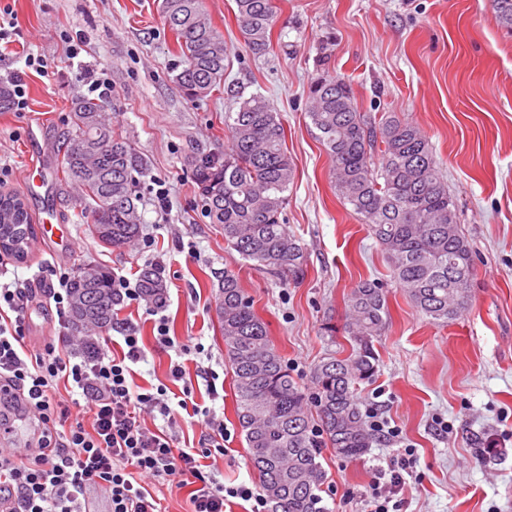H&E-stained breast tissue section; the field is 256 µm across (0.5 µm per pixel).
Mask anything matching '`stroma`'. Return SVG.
I'll return each instance as SVG.
<instances>
[{"instance_id": "obj_1", "label": "stroma", "mask_w": 512, "mask_h": 512, "mask_svg": "<svg viewBox=\"0 0 512 512\" xmlns=\"http://www.w3.org/2000/svg\"><path fill=\"white\" fill-rule=\"evenodd\" d=\"M268 53L254 57L235 17L234 0H204L227 47L219 91L201 101L172 81L182 64L165 27L160 0H0L9 41L0 45V81L22 80L25 110L0 112V167L8 189L23 193L34 223L58 217L65 245L32 249L19 275L50 280L56 269L95 264L136 279L155 264L167 284L165 307H123L120 321L143 340L147 359L135 384L169 383L171 352L154 339L156 316L172 336L199 339L208 357H184L193 401L223 416L228 451L211 462L227 487L258 488L235 414L231 370L215 312L217 272L238 271L242 287L267 323L272 342L302 383L314 364L338 348L325 322L342 323L345 298L359 282L388 285L390 321L375 343V377L363 384V407L397 426L400 442L380 440L358 460L324 453V502L330 512H363L373 478L412 445L416 464L397 490L402 512H512V30L499 24L490 0H275ZM80 54L66 56L69 40ZM42 58L39 74L26 56ZM105 74L113 106L106 117L147 163L139 241L101 244L86 229L80 191L57 169V147L72 133L75 96L84 77ZM330 73L349 79L360 111L416 124L432 145L457 206L474 262L471 298L453 323L433 324L391 282L390 264L349 204L337 195L331 162L306 115L312 81ZM265 97L283 124L295 177L288 228L307 248L302 284L285 288L247 265L201 214L188 161L224 152V115L239 98ZM40 125L37 145L28 142ZM47 167V187L27 194L34 159ZM164 182L169 209L158 213L152 187ZM219 378L208 390L201 377ZM489 445L476 456L471 435Z\"/></svg>"}]
</instances>
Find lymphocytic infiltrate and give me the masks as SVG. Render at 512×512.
<instances>
[{
	"label": "lymphocytic infiltrate",
	"instance_id": "1",
	"mask_svg": "<svg viewBox=\"0 0 512 512\" xmlns=\"http://www.w3.org/2000/svg\"><path fill=\"white\" fill-rule=\"evenodd\" d=\"M8 272L0 258V393L24 400L36 429L32 449L0 448V512H80L90 488L107 493L111 512H159L156 496L142 484L146 478L192 485V512H225L234 498L249 501L250 512H267L260 492L224 487L204 471L202 459L224 454L227 438L223 420L210 410L199 412L197 449L175 444L179 413L193 396L180 358L204 354L202 343L178 341L165 318L156 320L155 340L175 351L170 375L183 384L181 399H172L168 385L135 384L133 367L146 352L134 328H126L119 355L101 347L80 359L55 335L41 347L28 346L31 291ZM145 412L159 413L163 426L142 425Z\"/></svg>",
	"mask_w": 512,
	"mask_h": 512
}]
</instances>
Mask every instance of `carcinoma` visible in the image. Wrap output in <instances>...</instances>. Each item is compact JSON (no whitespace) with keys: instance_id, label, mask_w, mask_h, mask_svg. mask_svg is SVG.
I'll return each mask as SVG.
<instances>
[{"instance_id":"1","label":"carcinoma","mask_w":512,"mask_h":512,"mask_svg":"<svg viewBox=\"0 0 512 512\" xmlns=\"http://www.w3.org/2000/svg\"><path fill=\"white\" fill-rule=\"evenodd\" d=\"M491 3L499 23L512 29V0ZM235 4L247 48L265 54L274 0ZM161 12L183 59L173 82L192 101L209 97L224 82V36L208 20L203 0H161ZM72 104L73 133L58 149L62 172L87 194L92 237L114 247L131 243L140 232L144 158L106 121L103 101L77 96ZM307 116L331 160L336 192L385 251L394 282L433 323L455 321L469 302L472 251L428 139L409 121L359 111L350 84L336 75L310 84ZM224 125V155H199L190 166L203 215L244 261L284 286L299 284L307 257L286 224L294 167L284 128L261 95L241 99L237 111L225 113ZM32 234L24 199L1 192L0 253L26 259ZM136 286L147 302L165 305L167 285L157 268L142 267ZM68 290L73 332L112 330L123 306L112 272L82 268ZM387 294L375 280L351 291L343 325L328 321L323 327L326 336L349 337L351 352L322 358L307 387L271 344L238 273L226 268L217 276L216 315L232 370L235 413L269 512H328L321 496L324 449L357 460L371 448L375 435L358 391L377 372L374 341L387 326Z\"/></svg>"}]
</instances>
